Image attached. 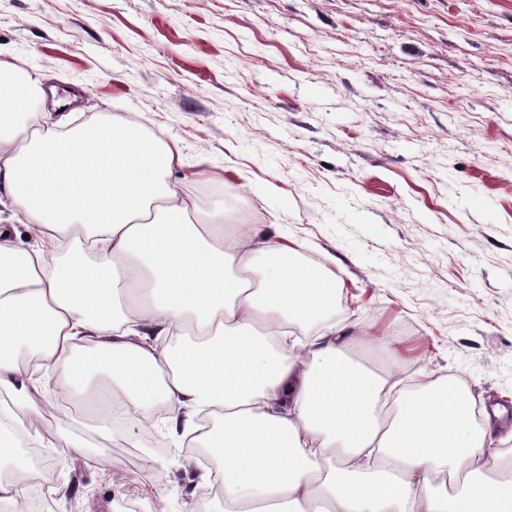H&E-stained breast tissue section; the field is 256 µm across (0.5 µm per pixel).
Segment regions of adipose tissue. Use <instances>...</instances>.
I'll return each instance as SVG.
<instances>
[{
    "instance_id": "obj_1",
    "label": "adipose tissue",
    "mask_w": 512,
    "mask_h": 512,
    "mask_svg": "<svg viewBox=\"0 0 512 512\" xmlns=\"http://www.w3.org/2000/svg\"><path fill=\"white\" fill-rule=\"evenodd\" d=\"M0 90V395L12 432L40 438L34 371L63 393L106 373L110 407L184 437L201 414L224 512H512V462L486 474L492 418L455 386L399 390L351 357L352 324L298 330L335 309L326 273L257 261L254 229L195 223L165 180L177 147L102 116L65 134ZM250 279H243V272ZM30 352L35 369L23 366Z\"/></svg>"
}]
</instances>
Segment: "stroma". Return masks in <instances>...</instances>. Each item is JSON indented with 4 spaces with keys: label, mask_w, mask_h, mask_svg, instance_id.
<instances>
[{
    "label": "stroma",
    "mask_w": 512,
    "mask_h": 512,
    "mask_svg": "<svg viewBox=\"0 0 512 512\" xmlns=\"http://www.w3.org/2000/svg\"><path fill=\"white\" fill-rule=\"evenodd\" d=\"M0 55L73 97L48 120L137 123L202 211L339 273L353 358L512 405V0H0ZM42 457L47 512L219 508L164 425Z\"/></svg>",
    "instance_id": "35a3bbf8"
}]
</instances>
